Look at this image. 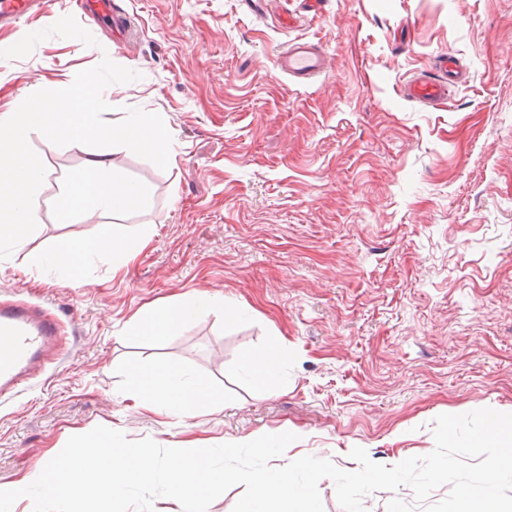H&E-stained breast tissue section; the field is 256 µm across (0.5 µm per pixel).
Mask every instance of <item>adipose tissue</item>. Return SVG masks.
Instances as JSON below:
<instances>
[{
    "label": "adipose tissue",
    "mask_w": 512,
    "mask_h": 512,
    "mask_svg": "<svg viewBox=\"0 0 512 512\" xmlns=\"http://www.w3.org/2000/svg\"><path fill=\"white\" fill-rule=\"evenodd\" d=\"M144 204L142 190L119 174L106 150L90 152L83 165L71 173L53 200L58 223L68 224L96 213L129 211ZM150 233L132 235L104 233L91 238H61L44 254L59 281L78 282L96 257L107 254L113 270H120L145 247ZM216 298L201 293L189 300L169 299L151 306L132 329L133 335L160 338L181 332L197 314L216 307ZM285 351L278 337L258 348L244 351L242 369L251 382L269 386L279 381ZM128 389L139 404L169 416H184L217 403L220 393L204 378L175 366L127 369Z\"/></svg>",
    "instance_id": "1"
}]
</instances>
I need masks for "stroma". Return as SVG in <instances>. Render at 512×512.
Instances as JSON below:
<instances>
[{
  "label": "stroma",
  "mask_w": 512,
  "mask_h": 512,
  "mask_svg": "<svg viewBox=\"0 0 512 512\" xmlns=\"http://www.w3.org/2000/svg\"><path fill=\"white\" fill-rule=\"evenodd\" d=\"M113 3L129 41L71 0L0 30V113L106 56L139 78L104 90L105 120L160 114L175 152L162 170L113 147L147 204L60 224L52 199L89 148L31 136L48 171L40 221L0 259V286L64 335L0 394V485L98 425L179 448L286 431L297 439L274 466L313 455L354 471L357 446L387 466L429 454L438 415L512 413V0ZM294 39L325 49V76L277 69ZM444 52L466 83L437 107L406 101L403 83ZM142 225L152 238L120 271L103 255L66 285L40 263L54 239ZM198 292L224 308L174 336L131 335L146 305ZM272 335L287 359L279 384L258 387L241 355ZM131 361L180 366L224 400L182 419L144 409L127 393Z\"/></svg>",
  "instance_id": "obj_1"
}]
</instances>
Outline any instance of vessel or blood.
Here are the masks:
<instances>
[{
  "label": "vessel or blood",
  "mask_w": 512,
  "mask_h": 512,
  "mask_svg": "<svg viewBox=\"0 0 512 512\" xmlns=\"http://www.w3.org/2000/svg\"><path fill=\"white\" fill-rule=\"evenodd\" d=\"M37 0H0V25L19 22L33 10ZM326 53L316 43L296 40L282 51L276 65L288 77L308 81L327 72ZM454 55H440L433 75H421L407 80L403 97L424 106H436L447 101L451 87L465 82ZM60 326L50 315L34 317L23 302L0 303V388L15 387L20 375L40 359L59 340Z\"/></svg>",
  "instance_id": "1"
}]
</instances>
